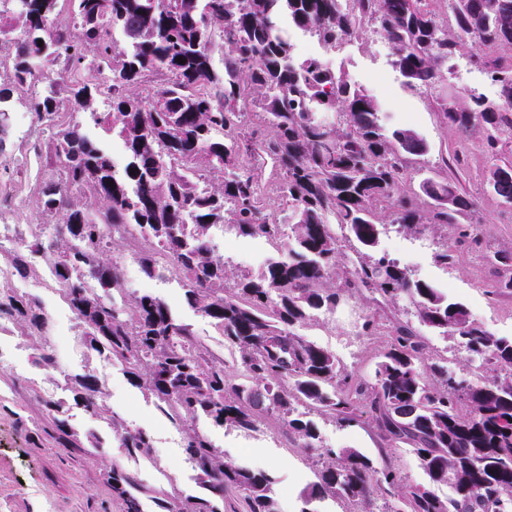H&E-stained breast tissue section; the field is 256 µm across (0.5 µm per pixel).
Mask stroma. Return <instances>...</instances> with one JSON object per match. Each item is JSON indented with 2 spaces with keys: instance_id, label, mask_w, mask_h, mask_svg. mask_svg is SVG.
<instances>
[{
  "instance_id": "35a3bbf8",
  "label": "stroma",
  "mask_w": 512,
  "mask_h": 512,
  "mask_svg": "<svg viewBox=\"0 0 512 512\" xmlns=\"http://www.w3.org/2000/svg\"><path fill=\"white\" fill-rule=\"evenodd\" d=\"M326 55L334 68L378 102L385 134L410 129L428 144V152L413 159L403 184L405 194L420 209H428L430 203L420 189L429 169H444L460 192L475 203L471 225L479 248L458 246V227L454 224H424L413 231L391 224L380 239L379 250L395 247L407 254L414 262L413 278L431 283L450 300L464 304L471 318L491 336L511 339L512 288L505 287L504 282L512 278V206L489 191L487 177L492 168L512 164V129L503 132L499 151L494 154L487 149L482 133L450 127L441 112L445 102L460 109L473 108L476 94L487 103H498V89L489 82L484 67L474 63L464 77L445 72L433 86L412 89L393 66L391 50L381 38L366 35L327 50ZM29 122L28 97H15L5 150L0 153V226L44 221L36 192L45 181L44 156L35 150L36 141L28 134ZM234 242L236 251L225 253L224 259L236 271L259 275L269 259L279 254L275 244L262 238L238 236ZM445 249L452 250L454 258L443 265L436 255ZM113 259L121 267L127 294L148 292L161 297L199 340L226 354L222 333L188 306L181 284L147 277L129 252L115 251ZM7 287L40 303L48 312L49 343L56 363L48 369L39 367L32 343L12 325L0 330V512H124L123 501L114 497L106 484V474L114 467L133 477L132 491L140 497L145 512H160V504L176 498L204 496L186 460L182 425L133 386L120 363L108 364L90 354L85 357L87 368L98 375L110 411L129 427L150 433V456L117 447L107 421L92 417L75 403L70 392L60 389V382L76 375V354L84 351L85 345L82 336L74 332V316L57 291L44 259L33 257L27 278L9 280L0 274V289ZM367 318L379 325L374 334L361 330ZM416 321L415 308L408 300L392 303L377 294L349 290L336 311L315 313L299 333L334 353L346 372L371 384L391 343L392 326ZM417 332L427 363L448 366L470 382L492 374L490 364H470L454 338L422 326ZM52 396L64 400L70 428L80 438H100V448L87 453L56 446L45 432L44 402ZM314 421L324 447L353 448L376 464H389L399 474L401 486L428 485L415 452L402 443L390 448L371 412H364L351 427L320 415ZM196 426L223 451L225 461L272 476L280 512H300V494L314 482L317 465L313 451L289 436L277 416H265L253 430L220 427L203 416ZM400 488H373L365 505L328 498L316 508L318 512H410Z\"/></svg>"
}]
</instances>
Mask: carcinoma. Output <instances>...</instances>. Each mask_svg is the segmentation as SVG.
Instances as JSON below:
<instances>
[{
	"label": "carcinoma",
	"instance_id": "cac0c4a2",
	"mask_svg": "<svg viewBox=\"0 0 512 512\" xmlns=\"http://www.w3.org/2000/svg\"><path fill=\"white\" fill-rule=\"evenodd\" d=\"M60 0H0V44L14 46L10 82L0 86V152L14 93L31 94V114L50 131L46 166L56 178L38 193V207L57 217L51 237L34 231L5 252V273L29 275L30 258L45 257L55 282L82 330L88 350L120 360L128 380L152 395L185 428L187 460L211 498H186L184 512H220L212 499L234 490L250 512H278L268 472L239 468L196 431L203 413L219 426L251 430L268 413L317 452L319 481L306 500L341 497L365 501L372 488L399 485L390 467L380 468L351 448L318 445L319 434L302 402L341 424L355 421V400L365 402L391 441L414 445L430 484H449L452 497L410 487L404 501L412 512H512V339L494 338L481 326L461 336L473 359L490 362L507 376H487L464 385L444 366H426L423 345L407 326L393 331L375 383L341 370L328 350L305 340L294 327L315 310L332 311L341 288H365L415 305L420 320L455 334L468 315L426 282L377 254L386 224L406 230L427 222L457 224L473 208L446 177H427L423 190L436 200L452 193L457 207L425 213L401 192L410 159L427 150L411 130L388 137L379 105L316 58L297 60L279 28L280 14L328 47L359 38L367 24L394 50L393 65L412 88L438 79L440 63L463 48L500 87L502 106L512 107V36L497 29V16L512 15V0H453L457 32L439 22L427 0H66L73 26L58 21ZM120 29L128 45L117 46ZM224 44V72L212 66L214 37ZM43 44H38V41ZM90 77L78 78L86 57ZM186 62H177L178 57ZM65 59L43 92L37 75ZM65 86L70 112H60L57 87ZM107 107L98 111V102ZM474 109L444 107L446 122L486 133L512 120L496 105L473 98ZM88 113L118 131L127 155L124 174L89 139L77 120ZM339 114L342 122L324 121ZM272 160L282 178L277 197L287 215L267 210L261 168ZM89 196L76 199L73 189ZM347 230L362 259L341 269L332 224ZM224 224L240 235H261L281 248L261 275L230 277L215 253L209 231ZM131 250L149 276L181 277L189 305L224 333L240 371L229 377L224 358L176 323L165 302L145 293L126 298L112 251ZM42 342L37 363L54 365L41 306L0 291V322ZM75 402L105 414L97 376L87 372L67 384ZM53 438L62 448H83L69 432L62 406L46 404ZM121 446L142 454L151 448L143 430L111 418ZM112 495L125 512H144L129 491L132 480L113 468Z\"/></svg>",
	"mask_w": 512,
	"mask_h": 512
}]
</instances>
